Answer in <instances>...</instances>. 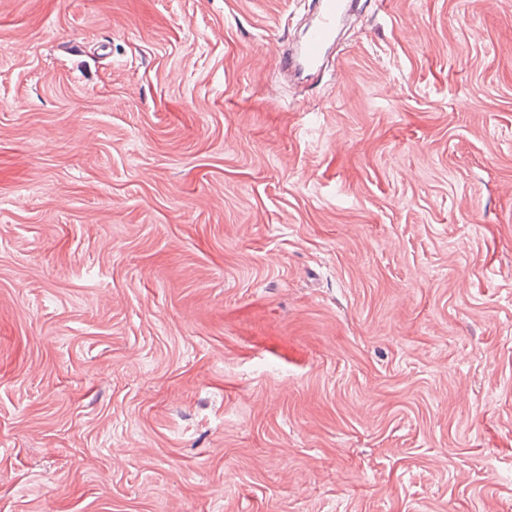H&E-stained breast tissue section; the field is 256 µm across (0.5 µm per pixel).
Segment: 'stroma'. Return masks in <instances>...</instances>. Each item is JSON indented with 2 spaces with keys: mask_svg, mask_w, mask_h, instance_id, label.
<instances>
[{
  "mask_svg": "<svg viewBox=\"0 0 512 512\" xmlns=\"http://www.w3.org/2000/svg\"><path fill=\"white\" fill-rule=\"evenodd\" d=\"M0 0V512H512V0ZM317 5L316 21L310 27L297 55L282 59L283 68H291L297 60L308 69H315L322 63L326 48L346 9L344 0H320Z\"/></svg>",
  "mask_w": 512,
  "mask_h": 512,
  "instance_id": "35a3bbf8",
  "label": "stroma"
}]
</instances>
